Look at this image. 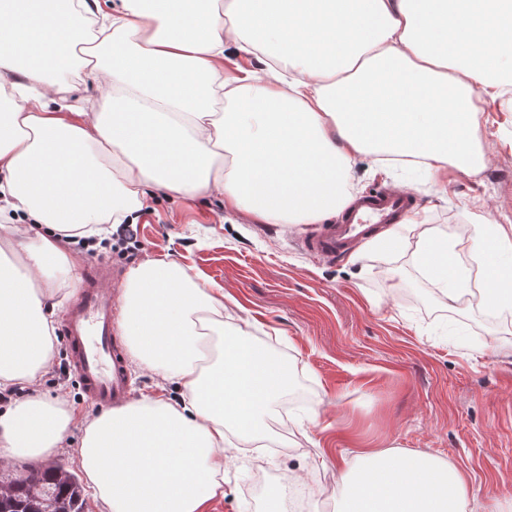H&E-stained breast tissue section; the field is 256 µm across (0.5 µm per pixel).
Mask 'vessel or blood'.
<instances>
[{"mask_svg": "<svg viewBox=\"0 0 512 512\" xmlns=\"http://www.w3.org/2000/svg\"><path fill=\"white\" fill-rule=\"evenodd\" d=\"M415 204L410 193L376 189L350 204L339 223L324 225L302 245L323 259H336L380 228L399 223ZM117 275L104 262H90L84 289L62 326L69 338L70 363L84 394L105 410L120 406L126 398L127 364L112 338V299L100 287L104 278Z\"/></svg>", "mask_w": 512, "mask_h": 512, "instance_id": "1", "label": "vessel or blood"}]
</instances>
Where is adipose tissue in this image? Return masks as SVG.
Here are the masks:
<instances>
[{
  "label": "adipose tissue",
  "instance_id": "obj_1",
  "mask_svg": "<svg viewBox=\"0 0 512 512\" xmlns=\"http://www.w3.org/2000/svg\"><path fill=\"white\" fill-rule=\"evenodd\" d=\"M234 57L259 71L228 79ZM104 77L91 110L78 73ZM512 102V0H0V455H54L78 417L37 389L58 351L49 300L74 268L62 245L123 222L151 193L218 195L255 224H317L344 210L352 166L414 165L439 188L479 172L480 101ZM439 234L410 215L372 246L416 261L449 306L473 295L462 253L500 252L512 224L482 206ZM482 295L512 311V265ZM223 289L168 257L129 270L119 326L155 390L87 421L78 463L104 512H205L233 439L253 441L292 370L244 327ZM181 389L171 397L170 385ZM339 512H464L467 479L413 451L344 457Z\"/></svg>",
  "mask_w": 512,
  "mask_h": 512
}]
</instances>
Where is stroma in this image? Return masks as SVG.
I'll return each mask as SVG.
<instances>
[{
  "label": "stroma",
  "instance_id": "1",
  "mask_svg": "<svg viewBox=\"0 0 512 512\" xmlns=\"http://www.w3.org/2000/svg\"><path fill=\"white\" fill-rule=\"evenodd\" d=\"M478 135L485 167L452 169L448 196L408 166L382 172L372 158L355 165L352 196L389 186L407 190L425 224L451 234L482 205L512 224V112H494ZM137 259H170L223 289L293 379L265 446H240L224 474V494L208 512H261L266 490L296 476L311 496L307 512H334L337 454L359 448H407L452 461L468 481L466 512H512V315L482 302L451 309L419 271L413 245L397 255L369 245L335 262L298 250L310 224H254L223 201L158 199L137 217ZM60 344L39 391L65 395L81 412L97 406L82 392ZM317 422L307 423L310 410ZM334 450L313 466L316 449Z\"/></svg>",
  "mask_w": 512,
  "mask_h": 512
}]
</instances>
